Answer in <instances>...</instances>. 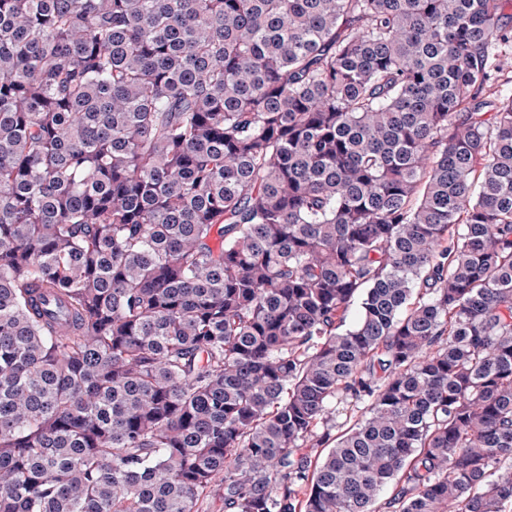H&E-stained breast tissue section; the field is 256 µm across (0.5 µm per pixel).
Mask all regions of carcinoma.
<instances>
[{
	"instance_id": "cac0c4a2",
	"label": "carcinoma",
	"mask_w": 512,
	"mask_h": 512,
	"mask_svg": "<svg viewBox=\"0 0 512 512\" xmlns=\"http://www.w3.org/2000/svg\"><path fill=\"white\" fill-rule=\"evenodd\" d=\"M508 55L512 0H0V512H509Z\"/></svg>"
}]
</instances>
